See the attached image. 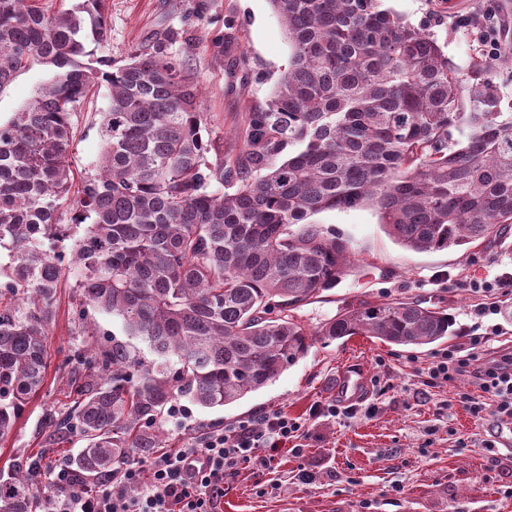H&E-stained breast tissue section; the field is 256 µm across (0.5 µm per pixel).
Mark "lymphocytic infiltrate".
Segmentation results:
<instances>
[{"label": "lymphocytic infiltrate", "instance_id": "1", "mask_svg": "<svg viewBox=\"0 0 512 512\" xmlns=\"http://www.w3.org/2000/svg\"><path fill=\"white\" fill-rule=\"evenodd\" d=\"M481 344L475 337L470 353L463 355L455 348L437 353L429 377L443 383L471 374L478 390L458 393L459 403L479 412L487 398L496 414L512 418V352L483 362L475 353ZM305 435L304 423L269 412L259 424L242 421L210 431L190 447L117 467L100 481L93 496L62 490L51 500L49 512H215L225 479L242 464L267 463L282 446Z\"/></svg>", "mask_w": 512, "mask_h": 512}]
</instances>
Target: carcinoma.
Listing matches in <instances>:
<instances>
[{"instance_id":"carcinoma-1","label":"carcinoma","mask_w":512,"mask_h":512,"mask_svg":"<svg viewBox=\"0 0 512 512\" xmlns=\"http://www.w3.org/2000/svg\"><path fill=\"white\" fill-rule=\"evenodd\" d=\"M290 48L236 153L204 139L199 84L168 28L118 63L108 0L52 11L0 0V87L39 63L34 99L0 123V440L39 392L63 263L123 337L79 360L68 428L87 441L68 487L160 447L164 411L224 407L293 366L313 337L422 347L452 335L418 299L360 300L313 332L294 312L336 286L347 240L316 223L370 202L405 248L490 242L512 226V113L490 64L463 75L434 35L379 0H268ZM108 89L102 152L70 196L73 117ZM460 138H454V133ZM69 222L63 223V216ZM35 460L0 475V512H32Z\"/></svg>"}]
</instances>
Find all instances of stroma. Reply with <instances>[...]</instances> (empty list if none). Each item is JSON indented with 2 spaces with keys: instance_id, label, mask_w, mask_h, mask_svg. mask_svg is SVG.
<instances>
[{
  "instance_id": "obj_1",
  "label": "stroma",
  "mask_w": 512,
  "mask_h": 512,
  "mask_svg": "<svg viewBox=\"0 0 512 512\" xmlns=\"http://www.w3.org/2000/svg\"><path fill=\"white\" fill-rule=\"evenodd\" d=\"M410 23L433 33L450 63L468 72L485 57L482 19L494 10L512 43V0H383ZM111 38L103 55L114 60L164 28L188 29L189 66L203 91V110L225 151L238 149L246 112L265 103L288 68L283 25L268 0H109ZM46 70L18 72L0 89V121L30 102ZM106 88H97L75 121L71 164L75 176L91 170L102 151L100 113ZM317 223L348 240L354 264L335 288L304 305L298 318L309 329L360 300L416 298L446 309L454 334L444 346L408 350L367 336L314 342L307 354L275 381L220 408L181 401L177 417L162 422L166 449L185 448L203 434L271 411L307 422L301 454L282 449L267 465L246 463L225 480L217 512H512V419L492 406L472 413L456 401L472 389L469 375L434 383L427 367L440 348L468 347L484 337V358L512 349V285L473 292V280L512 274V232L502 241L418 253L391 238L372 204L325 211ZM78 293L64 274L47 339L48 367L41 391L23 408L11 434L0 442V471L14 460L40 459L42 486L57 484L60 469L74 464L86 443L76 432L55 435V423L71 411L68 386L76 358L120 333L110 315L88 310L85 328L72 310ZM489 308L486 316L478 308ZM364 378L354 417L309 416L319 401L336 400L344 372Z\"/></svg>"
}]
</instances>
